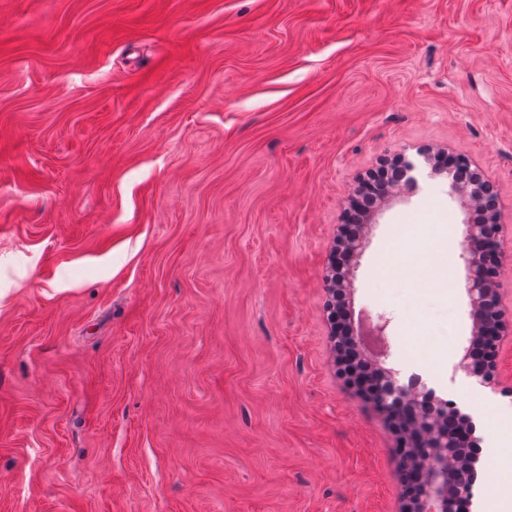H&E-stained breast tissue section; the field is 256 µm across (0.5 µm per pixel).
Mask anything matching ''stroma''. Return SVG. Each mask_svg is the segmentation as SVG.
<instances>
[{
	"label": "stroma",
	"instance_id": "1",
	"mask_svg": "<svg viewBox=\"0 0 512 512\" xmlns=\"http://www.w3.org/2000/svg\"><path fill=\"white\" fill-rule=\"evenodd\" d=\"M423 146L512 228V0H0V512H399L325 277L359 178ZM463 231L422 174L349 309L399 375L429 343L512 512V345L499 388L457 368Z\"/></svg>",
	"mask_w": 512,
	"mask_h": 512
}]
</instances>
